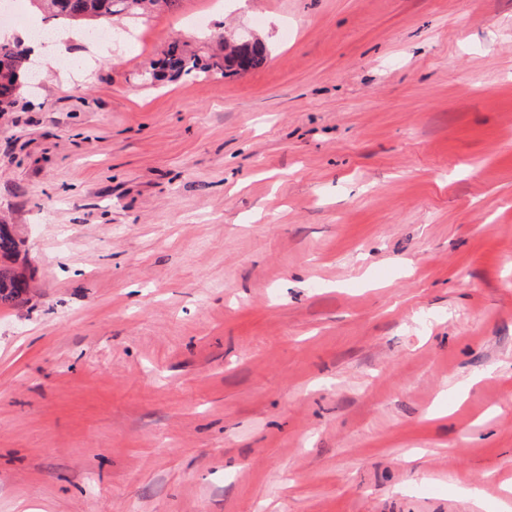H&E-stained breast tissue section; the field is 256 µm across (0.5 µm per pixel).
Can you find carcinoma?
<instances>
[{"label":"carcinoma","mask_w":512,"mask_h":512,"mask_svg":"<svg viewBox=\"0 0 512 512\" xmlns=\"http://www.w3.org/2000/svg\"><path fill=\"white\" fill-rule=\"evenodd\" d=\"M49 10V18L59 21H81L92 18L107 19L114 15L126 14L136 17L162 4L167 8L178 0H43ZM224 56H211L204 63L195 53H189L175 41L168 47L164 57L151 66L149 80L159 81L167 73L206 75L214 69L226 75L238 72L237 57L243 55L251 69L262 67L268 57L265 43L257 41L234 52L228 50L226 41H221ZM29 59L25 58L18 45L0 40V113L9 112L18 98V78L27 71ZM32 274L28 267L19 264V242L10 224H0V304L16 306L25 301L24 295L30 288Z\"/></svg>","instance_id":"carcinoma-1"}]
</instances>
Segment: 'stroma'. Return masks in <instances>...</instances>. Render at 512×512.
Wrapping results in <instances>:
<instances>
[{"instance_id": "obj_1", "label": "stroma", "mask_w": 512, "mask_h": 512, "mask_svg": "<svg viewBox=\"0 0 512 512\" xmlns=\"http://www.w3.org/2000/svg\"><path fill=\"white\" fill-rule=\"evenodd\" d=\"M266 64L140 79L175 40ZM0 114V512H505L512 0H178ZM19 242L11 224H0V304L16 306L25 301L32 274L19 265Z\"/></svg>"}]
</instances>
